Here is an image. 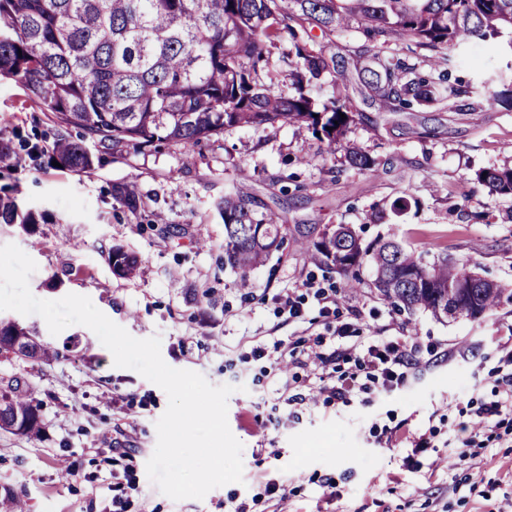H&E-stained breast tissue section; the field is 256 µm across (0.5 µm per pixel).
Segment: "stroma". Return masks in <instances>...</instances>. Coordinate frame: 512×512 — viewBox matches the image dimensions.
I'll return each instance as SVG.
<instances>
[{"mask_svg": "<svg viewBox=\"0 0 512 512\" xmlns=\"http://www.w3.org/2000/svg\"><path fill=\"white\" fill-rule=\"evenodd\" d=\"M334 40L324 79L350 101L355 120L345 138L376 159L374 170L348 166L307 125L282 123L228 127L189 151L163 142L106 153L87 174L45 157L0 164V193L37 218L33 234L0 224V245H17L38 265L32 294L87 296L133 337L159 336L169 366L233 385L228 424L243 444L242 482L171 499L146 472L164 390L115 367L89 328L54 335L39 315L12 311L9 319L60 356L29 368L0 357V378L24 374L45 423L38 438L0 430V492L18 493L30 512H110L112 478L131 470L137 481L124 512H512V428L490 426L476 447L464 446L461 429L512 372V198L478 181L483 170L512 166V112L462 98L381 110L358 77L360 53L401 57L423 73L434 71L433 53L407 40L376 45L356 27ZM57 131L21 85L0 80L1 139L37 142ZM129 182L142 194L136 215L112 197L113 185ZM230 190L315 239L346 224L367 242L393 233L429 256L448 254L510 299L476 320L399 313L378 296L370 265L349 289L292 240L250 272L244 290L224 266V222L214 208ZM157 213L181 236L152 230ZM115 245L138 254L141 276L113 274ZM319 290L335 299L334 315H321ZM205 293L210 304L196 305ZM289 297L301 318L283 313ZM375 337L417 345V368L393 392L325 400L303 341L320 340L328 369L341 374L356 372L358 345ZM410 437L424 438L425 448L411 450Z\"/></svg>", "mask_w": 512, "mask_h": 512, "instance_id": "obj_1", "label": "stroma"}]
</instances>
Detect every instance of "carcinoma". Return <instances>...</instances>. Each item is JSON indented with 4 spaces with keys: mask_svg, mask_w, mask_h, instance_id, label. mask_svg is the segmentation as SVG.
Instances as JSON below:
<instances>
[{
    "mask_svg": "<svg viewBox=\"0 0 512 512\" xmlns=\"http://www.w3.org/2000/svg\"><path fill=\"white\" fill-rule=\"evenodd\" d=\"M306 22L324 34L356 22L371 41L410 40L447 65L436 78L407 80L413 67L404 59H383L377 52L363 58L366 87L381 109L464 96L489 110H512V96L450 81V69L461 62L458 46H485L512 29V0H0V79L21 83L60 127L82 131L77 140L60 132L49 146L25 140L20 148L34 161L48 153L63 168L87 173L96 150L160 142L189 150L233 126L305 123L319 141L340 145L354 113L336 95L325 96L321 77L333 43L315 50L300 40L296 27ZM284 36L289 46L279 65L294 78L293 95L253 77ZM500 54L504 67L493 77L512 83V40ZM345 151L353 168L377 165L353 147ZM479 182L496 195L512 196V167L490 168ZM112 197L132 214L140 208L133 184L115 186ZM216 208L224 221V266L243 277L288 239V225L271 212L258 214L247 196L226 194ZM0 223L31 232L37 220L21 212L15 198L0 197ZM307 248L338 273L371 263L374 288L400 312L424 310L442 318L456 311L477 319L501 302L495 286L464 288L448 299V288L467 281L470 272L446 255L428 262L394 236L366 244L340 225L332 238L324 234ZM108 261L125 278L141 267L140 258L121 247L109 250ZM0 356L38 364L56 353L19 323L1 318ZM33 394L21 376L0 381L1 430L41 435L44 420Z\"/></svg>",
    "mask_w": 512,
    "mask_h": 512,
    "instance_id": "1",
    "label": "carcinoma"
}]
</instances>
